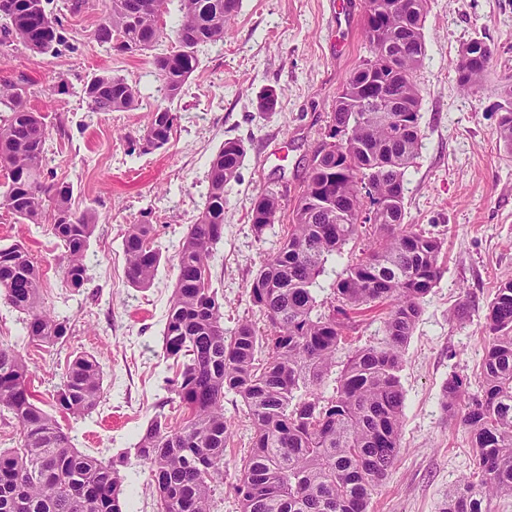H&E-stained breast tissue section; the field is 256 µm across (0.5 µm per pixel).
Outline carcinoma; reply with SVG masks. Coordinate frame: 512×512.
Returning <instances> with one entry per match:
<instances>
[{
	"label": "carcinoma",
	"mask_w": 512,
	"mask_h": 512,
	"mask_svg": "<svg viewBox=\"0 0 512 512\" xmlns=\"http://www.w3.org/2000/svg\"><path fill=\"white\" fill-rule=\"evenodd\" d=\"M96 40L118 54L143 53L164 36L167 0H106ZM170 30L174 50L153 65L165 98L175 99L198 66V48L224 42L240 0H179ZM366 16L381 18L378 33L364 26L371 54L389 43L399 58L383 77L384 91L415 107L404 124L376 110L354 111L368 82L363 60L345 80L333 112V133L346 135L341 151L329 143L313 157L283 241L247 285L266 330L241 323L224 335L223 299L210 285L214 246L224 233V189L237 180L244 145L227 139L209 164V191L177 251V276L165 313L163 357L176 367L170 391L183 409L174 427L159 411L135 445L149 470L157 512H212L217 484L224 482V450L233 437L224 397L238 398L252 437L233 486L240 512H367L378 482L401 450L404 395L398 372L402 350L421 314L423 298L441 275L444 240L405 221L404 177L419 154L420 94L414 74L426 56L423 27L427 0H405L400 14L390 0H366ZM0 44L17 42L30 53L52 52L62 42V22L47 14L44 0H0ZM477 55L469 68L457 63L459 86L484 88L494 56L491 44L470 41ZM25 81L0 85V204L29 224H45L61 242L58 260L66 285L88 280V246L95 214L72 208V189L45 173L51 135L46 115L27 107ZM498 136L512 151V86L501 91ZM93 112H123L141 91L109 73L84 86ZM178 120L159 104L140 141L146 151L166 145ZM281 198L264 191L251 207L262 234L275 223ZM349 215L354 221L339 224ZM364 247L317 300L319 277L329 258L351 241ZM124 277L147 288L161 254L153 225L132 224L123 235ZM386 303V341L350 351L341 368L336 355L346 343L351 315ZM0 304L26 315L23 339L54 347L66 343L70 320L43 305L41 273L27 249L0 245ZM480 391L471 394L457 377L442 388L441 405L474 448L476 469L448 494L443 512H491L493 500L512 497V280L501 284L487 307ZM34 371L13 346L0 345V412L16 420L19 446L0 450V512H124L121 467L125 458L103 461L80 452L61 423L91 413L104 394L97 359L77 353L52 394L60 413L43 410L30 390Z\"/></svg>",
	"instance_id": "carcinoma-1"
}]
</instances>
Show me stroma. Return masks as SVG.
Wrapping results in <instances>:
<instances>
[{
    "mask_svg": "<svg viewBox=\"0 0 512 512\" xmlns=\"http://www.w3.org/2000/svg\"><path fill=\"white\" fill-rule=\"evenodd\" d=\"M67 0H46L61 19L66 42L35 55L0 45V83L25 79L28 105L46 115L53 131L46 166L72 186L75 209H95L88 280L68 288L57 241L0 206V243L21 242L39 267L46 309L69 317L71 335L53 351L27 347L32 386L46 411L67 359L94 355L105 373V393L90 414L69 420L73 442L103 460L124 455L128 512H157L147 467L135 445L149 420L172 398V372L163 357L165 312L177 269L178 245L202 211L211 157L224 140H241L246 156L237 181L224 191V236L210 263L211 284L224 299V329L261 322L246 286L287 232L316 151L329 140L336 98L350 72L370 51L363 35L366 0H242L223 43L201 47L199 64L181 94L166 101L153 58L169 53L171 38L141 55H120L99 44L94 31L105 0H87L73 14ZM426 56L416 73L425 138L404 180L406 219L442 238L441 276L422 302L402 353L404 393L401 453L374 491L367 512H441L450 489L474 469L462 427L440 406L449 378L477 392L484 353L485 314L497 286L512 280V153L499 146L496 105L512 83V0H428ZM483 37L495 54L483 90L467 94L457 82L462 46ZM111 73L138 86L143 98L128 112H92L88 79ZM66 84L58 92V84ZM278 95L276 111L261 112L265 89ZM178 115L163 148L138 142L156 105ZM279 193L282 210L256 234L250 208L263 191ZM155 228L161 261L150 287L124 277L122 238L132 224ZM469 315L449 317L459 301ZM224 413L235 422L229 463L216 490L217 512H239L234 463L250 447L251 430L233 395Z\"/></svg>",
    "mask_w": 512,
    "mask_h": 512,
    "instance_id": "1",
    "label": "stroma"
}]
</instances>
